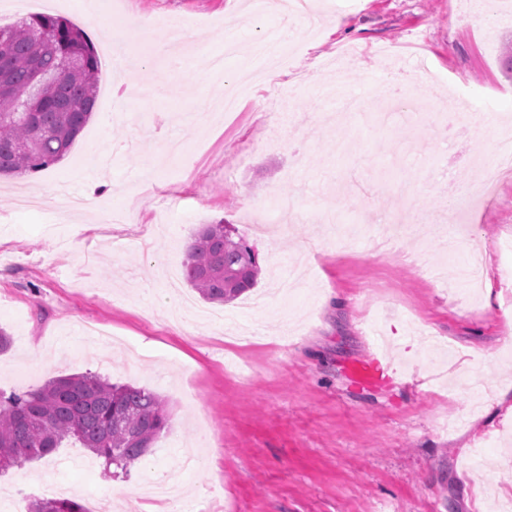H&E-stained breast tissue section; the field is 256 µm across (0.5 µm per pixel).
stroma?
<instances>
[{
    "mask_svg": "<svg viewBox=\"0 0 512 512\" xmlns=\"http://www.w3.org/2000/svg\"><path fill=\"white\" fill-rule=\"evenodd\" d=\"M126 48L110 49L80 0H0V26L33 14L80 27L99 56L97 115L47 169L0 178V391L36 389L72 374L145 386L164 399L169 428L129 475L67 440L52 455L0 475V512L29 499L72 498L88 512H150L148 481L176 475L172 512H480L476 501L512 494V420L472 411L463 380L477 370L512 380L502 338L512 329V179L469 209L471 182L494 174L496 131L512 123V0H314L318 33H283L281 18L245 13V0H99ZM195 19L209 51L234 36L223 73L205 70L150 92L160 77L146 19ZM296 48L304 86L287 104L243 102L241 125L196 122L222 79L249 70L258 39ZM355 49L345 95L363 114L322 112L323 63ZM414 77L411 112L387 115V82ZM467 92L491 93L497 111L430 136L413 113L465 110ZM282 113L284 128L263 116ZM111 118L102 130V118ZM96 210L61 217L58 183ZM21 195L38 197L21 209ZM289 227L252 230L280 201ZM134 205L136 224L114 226L105 207ZM233 225L260 266L256 286L222 305L182 275L184 250L205 224ZM474 240L486 256L482 297L466 306L463 254L441 243ZM394 342L389 372L353 379ZM458 353L450 387L432 366L428 337ZM460 421L453 432L440 420ZM50 491H43L42 483Z\"/></svg>",
    "mask_w": 512,
    "mask_h": 512,
    "instance_id": "stroma-1",
    "label": "stroma"
}]
</instances>
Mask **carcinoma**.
Returning a JSON list of instances; mask_svg holds the SVG:
<instances>
[{
    "mask_svg": "<svg viewBox=\"0 0 512 512\" xmlns=\"http://www.w3.org/2000/svg\"><path fill=\"white\" fill-rule=\"evenodd\" d=\"M99 61L84 32L60 16L35 14L0 27V175L59 162L89 122ZM186 282L211 303L254 287L256 257L230 224H206L188 246ZM169 425L163 400L146 387L74 374L6 396L0 392V473L43 458L69 438L105 465L128 473ZM30 512H88L47 498Z\"/></svg>",
    "mask_w": 512,
    "mask_h": 512,
    "instance_id": "1",
    "label": "carcinoma"
}]
</instances>
